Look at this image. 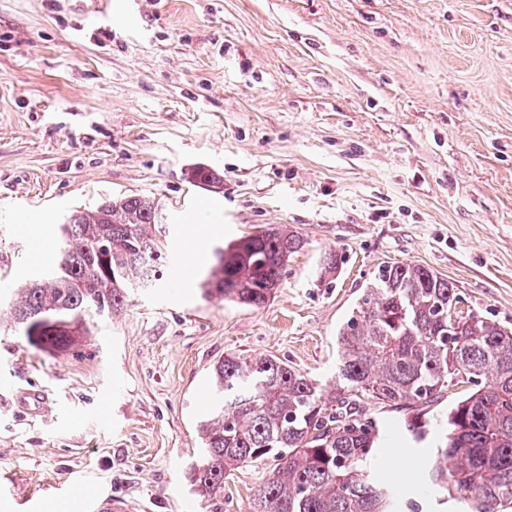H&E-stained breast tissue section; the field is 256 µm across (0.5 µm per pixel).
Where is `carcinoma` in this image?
<instances>
[{
	"label": "carcinoma",
	"mask_w": 512,
	"mask_h": 512,
	"mask_svg": "<svg viewBox=\"0 0 512 512\" xmlns=\"http://www.w3.org/2000/svg\"><path fill=\"white\" fill-rule=\"evenodd\" d=\"M192 182L220 187L218 171L197 167ZM166 218L155 199L129 195L75 210L59 225L49 269L14 289L5 315L29 345L66 351L91 316L110 317L132 294L157 286L166 257L156 226ZM307 240L285 224L232 241L213 252L203 295L261 308L288 259ZM334 250L320 277L342 269ZM457 289L434 270L410 263L379 266L338 327L339 362L320 383L271 356L231 353L212 370V390L199 433L202 454L189 468L192 492L224 512V479L273 460L245 512H402L393 481L367 465L379 427L368 402L405 410L431 405L454 381L473 385L448 407L447 433L430 449L422 482L467 502L468 512L512 505V327L462 316Z\"/></svg>",
	"instance_id": "carcinoma-1"
}]
</instances>
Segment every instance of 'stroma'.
<instances>
[{
    "mask_svg": "<svg viewBox=\"0 0 512 512\" xmlns=\"http://www.w3.org/2000/svg\"><path fill=\"white\" fill-rule=\"evenodd\" d=\"M198 166L224 176L195 186ZM149 195L168 276L63 352L0 322V512H209L188 494L202 395L230 353L336 372V330L379 265L448 278L512 325V0H0V278L54 258L72 211ZM268 224L307 239L253 309L203 299L208 254ZM206 258L191 262V235ZM345 258L319 278L324 250ZM43 393L28 415L19 391ZM370 464L422 512L409 411L372 406ZM263 466L224 481L243 512Z\"/></svg>",
    "mask_w": 512,
    "mask_h": 512,
    "instance_id": "stroma-1",
    "label": "stroma"
}]
</instances>
